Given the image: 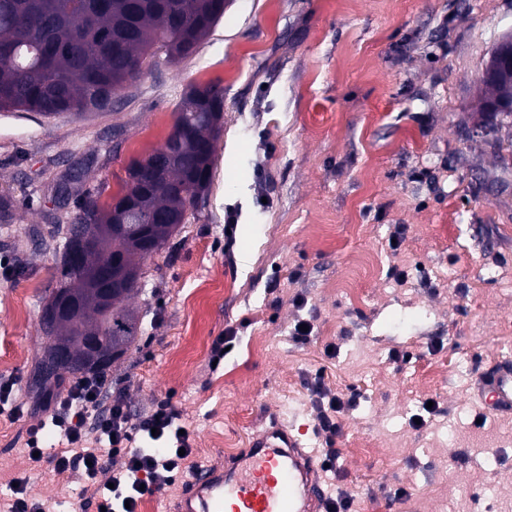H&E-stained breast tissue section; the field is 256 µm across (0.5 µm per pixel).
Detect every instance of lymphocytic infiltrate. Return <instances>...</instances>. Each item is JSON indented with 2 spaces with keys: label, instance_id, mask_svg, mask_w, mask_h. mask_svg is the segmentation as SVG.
<instances>
[{
  "label": "lymphocytic infiltrate",
  "instance_id": "1",
  "mask_svg": "<svg viewBox=\"0 0 512 512\" xmlns=\"http://www.w3.org/2000/svg\"><path fill=\"white\" fill-rule=\"evenodd\" d=\"M106 381L101 377L76 379L68 389L46 394V424L59 435L60 447L45 449L39 427L29 430L30 452L46 453L58 473L80 470L86 489L92 490L105 512H134L144 497L173 485L185 470L179 449L189 448L190 436L180 430L179 412L168 402H157L139 422H132L122 399L102 406ZM121 457L123 465L110 478L98 476L107 459Z\"/></svg>",
  "mask_w": 512,
  "mask_h": 512
}]
</instances>
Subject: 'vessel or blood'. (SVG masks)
<instances>
[{"label": "vessel or blood", "mask_w": 512, "mask_h": 512, "mask_svg": "<svg viewBox=\"0 0 512 512\" xmlns=\"http://www.w3.org/2000/svg\"><path fill=\"white\" fill-rule=\"evenodd\" d=\"M480 413L512 415V361L476 382ZM333 488L316 451L302 448L281 419L254 435L223 464H206L185 480L175 512H327Z\"/></svg>", "instance_id": "1"}]
</instances>
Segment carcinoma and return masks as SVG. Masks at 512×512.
Masks as SVG:
<instances>
[{"mask_svg": "<svg viewBox=\"0 0 512 512\" xmlns=\"http://www.w3.org/2000/svg\"><path fill=\"white\" fill-rule=\"evenodd\" d=\"M224 16V0H0V112L30 111L44 116L81 115L112 108V94L159 64L193 54ZM224 117V90L193 87L177 107L165 140L172 147L159 168L133 159L126 168L123 194L107 206L87 194L76 201L74 236L55 258L57 289L77 300L94 284L112 277L118 264L142 271L148 255L121 230L110 231L115 212L132 206L139 222L167 244L186 219L188 208L209 188L215 142ZM137 287L112 295L103 311L83 306L77 324L40 327L47 339L30 378L45 392L61 385L62 374L103 373L126 353L138 334L130 300ZM100 336L112 340V354L91 368L59 356L55 336Z\"/></svg>", "mask_w": 512, "mask_h": 512, "instance_id": "carcinoma-1", "label": "carcinoma"}]
</instances>
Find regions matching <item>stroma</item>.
<instances>
[{
    "label": "stroma",
    "instance_id": "1",
    "mask_svg": "<svg viewBox=\"0 0 512 512\" xmlns=\"http://www.w3.org/2000/svg\"><path fill=\"white\" fill-rule=\"evenodd\" d=\"M508 32L512 0H226L192 56L126 84L111 110L0 112V195L14 199L0 223V378L29 409L0 415V490L26 477L61 512H96L92 495L68 502L79 472L26 449L54 254L74 199L111 202L183 95L217 84L209 189L142 265L140 330L106 371L112 396L135 422L170 399L196 467L223 462L225 444L246 448L275 416L322 450L319 381L356 399L336 416L331 479L355 512H457L464 495L472 512H512V417L481 418L473 401L478 373L512 360V130L471 134ZM301 320L305 345L292 338ZM220 336L233 342L215 369ZM429 399L438 411L415 426Z\"/></svg>",
    "mask_w": 512,
    "mask_h": 512
}]
</instances>
